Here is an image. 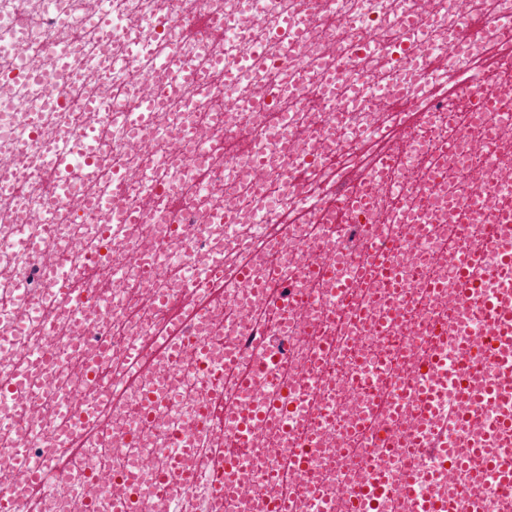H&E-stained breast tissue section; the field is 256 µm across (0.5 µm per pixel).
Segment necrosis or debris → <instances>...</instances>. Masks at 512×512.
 Here are the masks:
<instances>
[{
	"label": "necrosis or debris",
	"instance_id": "1",
	"mask_svg": "<svg viewBox=\"0 0 512 512\" xmlns=\"http://www.w3.org/2000/svg\"><path fill=\"white\" fill-rule=\"evenodd\" d=\"M105 33L92 18L105 0H0V491L25 501L20 456L69 476L50 484L39 512H411L396 441L417 448L425 491L453 512H512V491L474 469L450 467L472 448H507L499 403H473L462 385L496 387L499 365L471 369L457 353L479 333L476 299L461 300L453 258L478 255L474 278L512 294V274L488 278L512 239V70L486 77L483 106L465 105L469 58L494 43L512 53V0H327L306 33L278 30L301 0H120ZM223 18L224 35L172 51L211 76V98L175 89L155 62L190 15ZM496 18L497 32L481 20ZM436 53L459 91L423 75ZM429 102L374 181L356 183L358 138L408 93ZM154 108L136 119L113 106ZM497 134L494 157L482 147ZM105 143L92 184L56 192L47 150ZM352 187L359 204L339 214L318 201ZM490 199L473 209L480 188ZM500 238V239H501ZM65 248L72 291L97 307L60 302L52 270ZM224 260L215 292L168 325L190 270ZM335 264L332 279L310 277ZM401 277L387 288L388 268ZM41 304V316L24 307ZM192 336L208 355L134 346ZM448 358L443 379L426 365ZM224 393V419L285 405L286 431L258 429L249 447L198 431ZM235 468L230 494L212 476ZM169 486L160 489L159 474Z\"/></svg>",
	"mask_w": 512,
	"mask_h": 512
}]
</instances>
